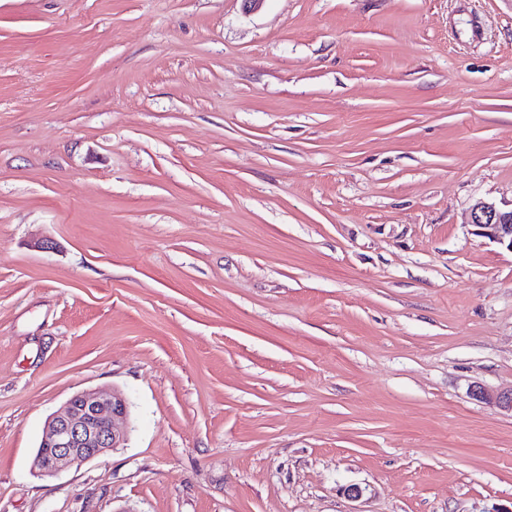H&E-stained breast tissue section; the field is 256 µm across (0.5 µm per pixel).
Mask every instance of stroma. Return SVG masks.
I'll list each match as a JSON object with an SVG mask.
<instances>
[{"instance_id": "stroma-1", "label": "stroma", "mask_w": 512, "mask_h": 512, "mask_svg": "<svg viewBox=\"0 0 512 512\" xmlns=\"http://www.w3.org/2000/svg\"><path fill=\"white\" fill-rule=\"evenodd\" d=\"M479 201L512 0H0V512H512ZM85 389L125 446L37 475Z\"/></svg>"}]
</instances>
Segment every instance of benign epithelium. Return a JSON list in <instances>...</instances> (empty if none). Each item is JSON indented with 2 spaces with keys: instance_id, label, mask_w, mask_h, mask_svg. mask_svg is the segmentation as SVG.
Wrapping results in <instances>:
<instances>
[{
  "instance_id": "obj_1",
  "label": "benign epithelium",
  "mask_w": 512,
  "mask_h": 512,
  "mask_svg": "<svg viewBox=\"0 0 512 512\" xmlns=\"http://www.w3.org/2000/svg\"><path fill=\"white\" fill-rule=\"evenodd\" d=\"M469 223L478 228L479 235L512 252V208L479 201L471 208ZM475 395L512 412V390L490 393L479 388ZM128 415L129 403L116 391L74 394L49 418L35 466L42 473L55 474L123 447L127 431L121 424Z\"/></svg>"
}]
</instances>
